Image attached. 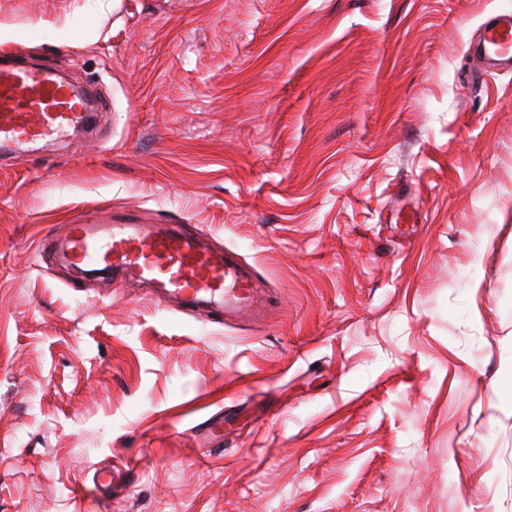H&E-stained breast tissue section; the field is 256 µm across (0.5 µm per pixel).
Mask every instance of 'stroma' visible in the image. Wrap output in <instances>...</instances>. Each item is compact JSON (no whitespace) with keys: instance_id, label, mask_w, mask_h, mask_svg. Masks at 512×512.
Returning a JSON list of instances; mask_svg holds the SVG:
<instances>
[{"instance_id":"stroma-1","label":"stroma","mask_w":512,"mask_h":512,"mask_svg":"<svg viewBox=\"0 0 512 512\" xmlns=\"http://www.w3.org/2000/svg\"><path fill=\"white\" fill-rule=\"evenodd\" d=\"M497 11L0 0V63L97 105L0 160V512H512V70L468 49ZM78 221L198 225L258 309L65 267L40 243Z\"/></svg>"}]
</instances>
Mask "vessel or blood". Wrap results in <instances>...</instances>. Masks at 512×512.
Wrapping results in <instances>:
<instances>
[{
    "label": "vessel or blood",
    "mask_w": 512,
    "mask_h": 512,
    "mask_svg": "<svg viewBox=\"0 0 512 512\" xmlns=\"http://www.w3.org/2000/svg\"><path fill=\"white\" fill-rule=\"evenodd\" d=\"M474 48L512 68V14L491 15ZM90 117L84 101L54 73L0 67L1 153L84 126ZM66 240L75 264L112 267L123 280L146 285L164 300L216 303L228 314L257 303L251 272L232 254L207 246L195 227L173 224L147 234L138 224H70Z\"/></svg>",
    "instance_id": "vessel-or-blood-1"
}]
</instances>
